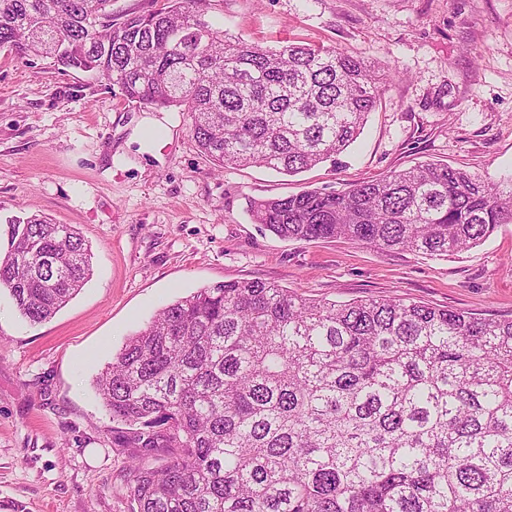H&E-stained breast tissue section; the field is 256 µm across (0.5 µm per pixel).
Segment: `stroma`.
Returning <instances> with one entry per match:
<instances>
[{
	"label": "stroma",
	"instance_id": "obj_1",
	"mask_svg": "<svg viewBox=\"0 0 512 512\" xmlns=\"http://www.w3.org/2000/svg\"><path fill=\"white\" fill-rule=\"evenodd\" d=\"M248 43L294 40L364 58L383 79L357 141L295 176L214 169L180 108L112 93L47 58L0 53V256L10 217L79 229L93 274L29 324L0 290V512H127L112 418L94 379L159 310L262 280L310 299L397 297L512 318V224L448 258L347 239L283 240L249 204L342 190L419 162L512 178V0H205Z\"/></svg>",
	"mask_w": 512,
	"mask_h": 512
}]
</instances>
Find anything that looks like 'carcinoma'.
<instances>
[{
	"label": "carcinoma",
	"instance_id": "carcinoma-1",
	"mask_svg": "<svg viewBox=\"0 0 512 512\" xmlns=\"http://www.w3.org/2000/svg\"><path fill=\"white\" fill-rule=\"evenodd\" d=\"M1 51L183 108L219 169L307 171L357 139L380 97L364 60L248 44L202 0L119 18L112 0H0ZM250 212L283 239L448 257L512 224V180L422 163ZM7 223L0 289L42 323L92 275L89 245L37 214ZM95 386L128 458V512H512V319L230 281L162 308Z\"/></svg>",
	"mask_w": 512,
	"mask_h": 512
}]
</instances>
